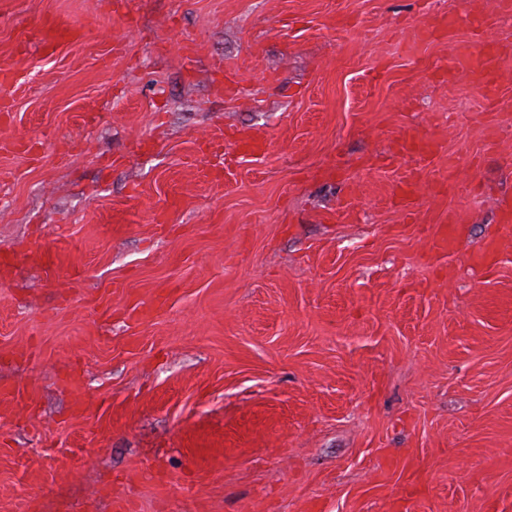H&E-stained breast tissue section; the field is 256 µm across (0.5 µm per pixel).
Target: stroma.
Wrapping results in <instances>:
<instances>
[{
	"label": "stroma",
	"instance_id": "obj_1",
	"mask_svg": "<svg viewBox=\"0 0 512 512\" xmlns=\"http://www.w3.org/2000/svg\"><path fill=\"white\" fill-rule=\"evenodd\" d=\"M112 2L0 0V250L66 257L0 287V386L33 395L0 512H512V238L467 260L512 83L443 71L498 0ZM58 15L87 35L48 56ZM410 128L428 166L390 159Z\"/></svg>",
	"mask_w": 512,
	"mask_h": 512
}]
</instances>
